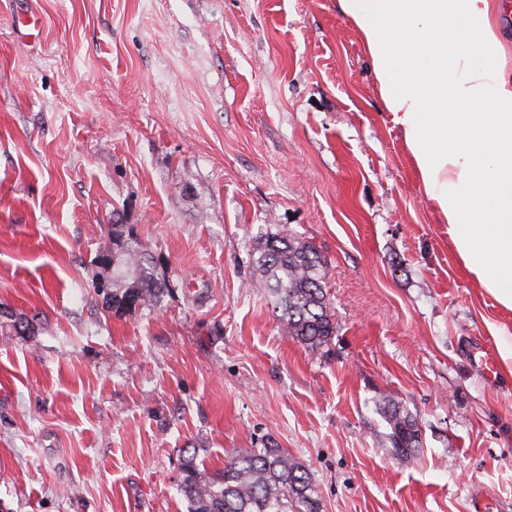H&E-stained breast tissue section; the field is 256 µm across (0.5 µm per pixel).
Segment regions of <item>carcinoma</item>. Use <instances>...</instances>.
<instances>
[{
	"instance_id": "cac0c4a2",
	"label": "carcinoma",
	"mask_w": 512,
	"mask_h": 512,
	"mask_svg": "<svg viewBox=\"0 0 512 512\" xmlns=\"http://www.w3.org/2000/svg\"><path fill=\"white\" fill-rule=\"evenodd\" d=\"M123 232L112 225L117 256L112 262V306L132 310L160 302L164 282L133 245L120 239ZM256 267L259 285L275 298L283 330L311 350L336 334L327 309L325 262L317 249L295 239H264ZM390 429L394 452L410 455L419 445L415 417L392 397L378 405ZM179 490L188 512H321L308 469L275 442L231 456L224 471L210 474L200 469L197 455L183 459Z\"/></svg>"
}]
</instances>
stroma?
Wrapping results in <instances>:
<instances>
[{
  "label": "stroma",
  "mask_w": 512,
  "mask_h": 512,
  "mask_svg": "<svg viewBox=\"0 0 512 512\" xmlns=\"http://www.w3.org/2000/svg\"><path fill=\"white\" fill-rule=\"evenodd\" d=\"M116 224L157 307L99 291ZM270 234L325 261L319 350L258 286ZM503 336L339 0H0V512H187L185 451L269 439L322 512H512V372L472 358ZM378 413L390 429L394 452L408 457L419 445V433L415 417L392 397H385L378 405Z\"/></svg>",
  "instance_id": "obj_1"
}]
</instances>
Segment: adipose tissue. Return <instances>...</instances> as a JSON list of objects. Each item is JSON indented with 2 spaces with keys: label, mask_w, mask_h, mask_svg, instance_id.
<instances>
[{
  "label": "adipose tissue",
  "mask_w": 512,
  "mask_h": 512,
  "mask_svg": "<svg viewBox=\"0 0 512 512\" xmlns=\"http://www.w3.org/2000/svg\"><path fill=\"white\" fill-rule=\"evenodd\" d=\"M469 277L512 310V65L491 0H339Z\"/></svg>",
  "instance_id": "1"
}]
</instances>
